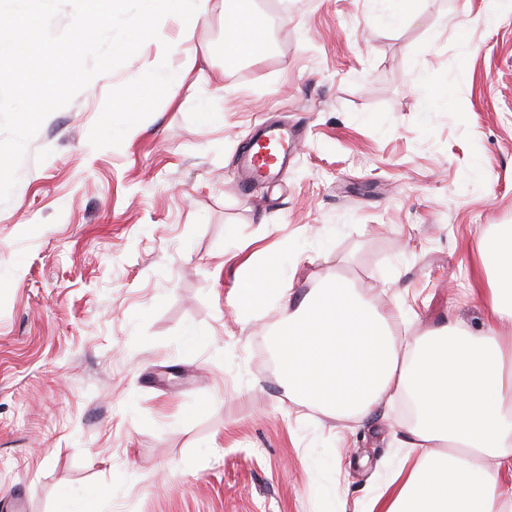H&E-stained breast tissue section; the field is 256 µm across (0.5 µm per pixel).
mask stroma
I'll return each instance as SVG.
<instances>
[{
    "label": "stroma",
    "mask_w": 512,
    "mask_h": 512,
    "mask_svg": "<svg viewBox=\"0 0 512 512\" xmlns=\"http://www.w3.org/2000/svg\"><path fill=\"white\" fill-rule=\"evenodd\" d=\"M268 47L223 69L224 20L168 16L51 113L0 206V512H361L404 451L406 398L338 417L284 398L277 299L227 300L246 258L293 294L344 278L411 346L494 327L471 259L512 225V0H278ZM201 69L187 70L191 58ZM181 79L130 133L145 75ZM218 122L197 117L199 103ZM304 136L241 190L264 121Z\"/></svg>",
    "instance_id": "obj_1"
}]
</instances>
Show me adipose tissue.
Masks as SVG:
<instances>
[{"label":"adipose tissue","instance_id":"adipose-tissue-1","mask_svg":"<svg viewBox=\"0 0 512 512\" xmlns=\"http://www.w3.org/2000/svg\"><path fill=\"white\" fill-rule=\"evenodd\" d=\"M214 8L224 16V66L264 50L267 28L254 0H146L128 24L127 44L151 34L155 10L183 18L189 38L200 15ZM478 257L490 315L512 325V225L487 235ZM280 266L272 258L247 262L233 305L249 309L284 297ZM278 354L285 395L300 405L366 417L397 394L411 398L415 421L402 441L411 461L392 472L389 490L364 512H512V490L498 480L512 470V340L448 323L403 350L390 313L336 279L289 300Z\"/></svg>","mask_w":512,"mask_h":512}]
</instances>
